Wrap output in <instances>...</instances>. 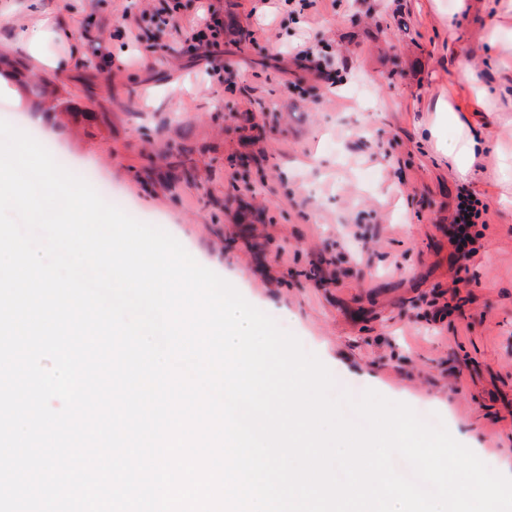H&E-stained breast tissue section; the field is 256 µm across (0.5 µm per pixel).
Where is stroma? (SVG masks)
Instances as JSON below:
<instances>
[{
	"instance_id": "stroma-1",
	"label": "stroma",
	"mask_w": 512,
	"mask_h": 512,
	"mask_svg": "<svg viewBox=\"0 0 512 512\" xmlns=\"http://www.w3.org/2000/svg\"><path fill=\"white\" fill-rule=\"evenodd\" d=\"M40 0L77 50L49 69L15 39L32 17L0 0V54L65 102L54 124L0 84V120L37 133L115 206L178 240L329 368L335 392L372 389L429 414L512 476V214L488 153L458 179L425 129L464 74L448 58L453 0ZM224 22L211 74L186 30ZM309 44L321 70L294 56ZM486 201L459 272L456 195Z\"/></svg>"
}]
</instances>
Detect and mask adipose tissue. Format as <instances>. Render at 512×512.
Returning a JSON list of instances; mask_svg holds the SVG:
<instances>
[{
    "label": "adipose tissue",
    "mask_w": 512,
    "mask_h": 512,
    "mask_svg": "<svg viewBox=\"0 0 512 512\" xmlns=\"http://www.w3.org/2000/svg\"><path fill=\"white\" fill-rule=\"evenodd\" d=\"M33 22L14 34L16 42L26 52L48 68L56 67V57L47 47L56 43L71 45L76 34L70 28L41 16L40 0H26ZM488 11L483 51L496 77L494 84H486L474 67L471 55L457 54V66L465 74V85L439 95L430 110L434 114L433 127L447 126L449 140H438L440 150L448 151L452 170L457 177H473L487 150L498 155L496 182L512 183V151L503 144H490L485 131L498 118L496 105L512 103V0H456L453 13L462 15L475 9Z\"/></svg>",
    "instance_id": "adipose-tissue-1"
}]
</instances>
